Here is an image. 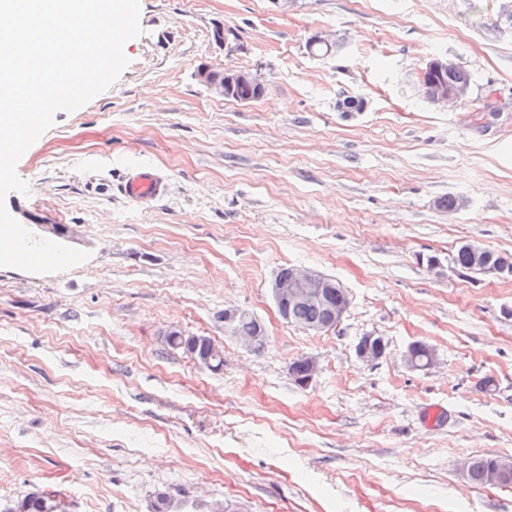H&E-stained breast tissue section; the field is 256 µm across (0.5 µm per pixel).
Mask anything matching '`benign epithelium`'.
Instances as JSON below:
<instances>
[{
    "instance_id": "benign-epithelium-1",
    "label": "benign epithelium",
    "mask_w": 512,
    "mask_h": 512,
    "mask_svg": "<svg viewBox=\"0 0 512 512\" xmlns=\"http://www.w3.org/2000/svg\"><path fill=\"white\" fill-rule=\"evenodd\" d=\"M458 68L457 63L443 55L429 61L420 78V91L428 101L446 106L465 99L470 93L468 83H450L443 75ZM198 79L216 96L224 99L238 97V91L247 87L263 88L264 84L257 72L242 68L237 70H219L211 66L202 67L197 73ZM467 248L471 254L481 263V275L492 278H509L512 269L504 267L491 256V250L476 244L469 243ZM270 292L276 307H281L285 302L293 305H303L314 302H322L328 306L327 322L342 320L350 306L348 291L334 278L321 274L303 266L292 268L288 277L274 274L270 282ZM337 294L343 296V302L331 303V298ZM243 313V309L227 307L224 309V332L235 337L249 348L254 347L257 337L243 336L236 326L237 317ZM426 352L429 363L436 360L435 349L427 343L413 345L407 355L406 362L414 370L418 369L416 363V350ZM357 356L363 360L375 361L386 353V343L370 336L356 349ZM512 476L508 464L492 468L486 474V483L491 487H500Z\"/></svg>"
}]
</instances>
